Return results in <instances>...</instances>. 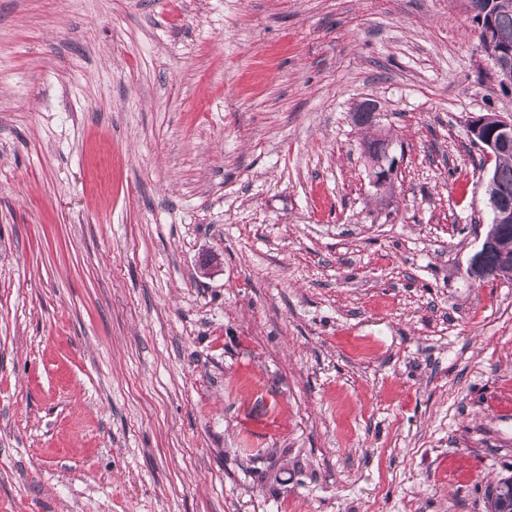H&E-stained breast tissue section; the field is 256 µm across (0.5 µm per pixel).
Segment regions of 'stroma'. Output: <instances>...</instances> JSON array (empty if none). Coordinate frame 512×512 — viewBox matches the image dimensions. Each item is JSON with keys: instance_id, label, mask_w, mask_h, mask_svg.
<instances>
[{"instance_id": "obj_1", "label": "stroma", "mask_w": 512, "mask_h": 512, "mask_svg": "<svg viewBox=\"0 0 512 512\" xmlns=\"http://www.w3.org/2000/svg\"><path fill=\"white\" fill-rule=\"evenodd\" d=\"M490 69L465 0H0V512H488ZM498 249V238L495 234H490L486 236L481 244L480 249L472 256L468 265V271L470 277L474 280L483 281L487 276V271L483 265V257L486 253H488L485 257V265L491 272H496L497 269H500L499 273L493 274V276L489 277L486 281H494L499 277H502L506 280H512V273L510 275V270L508 268H502L498 265V254L496 251ZM499 274V275H497Z\"/></svg>"}]
</instances>
